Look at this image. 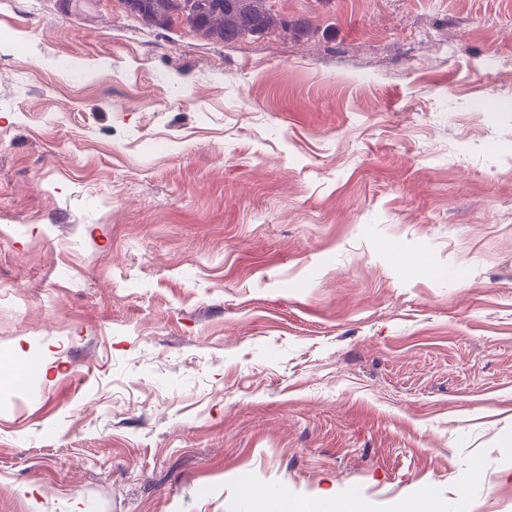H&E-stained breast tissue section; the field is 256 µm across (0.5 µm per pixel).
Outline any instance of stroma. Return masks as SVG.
<instances>
[{
	"mask_svg": "<svg viewBox=\"0 0 512 512\" xmlns=\"http://www.w3.org/2000/svg\"><path fill=\"white\" fill-rule=\"evenodd\" d=\"M276 8L0 0V512H512V0ZM188 0H119L128 17L146 27H167L182 20L191 31L229 44L245 36H261L288 30V20L274 9L272 0H194L192 16Z\"/></svg>",
	"mask_w": 512,
	"mask_h": 512,
	"instance_id": "obj_1",
	"label": "stroma"
}]
</instances>
